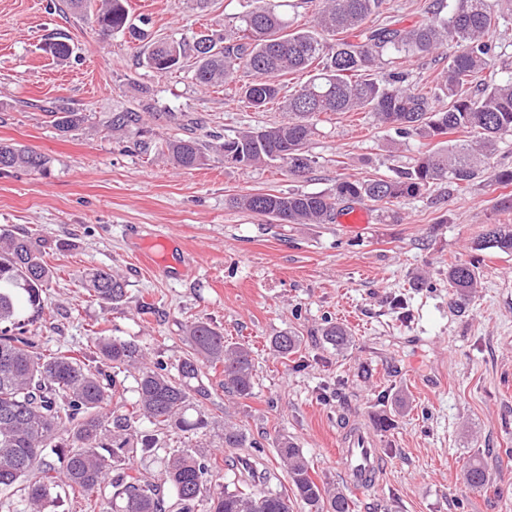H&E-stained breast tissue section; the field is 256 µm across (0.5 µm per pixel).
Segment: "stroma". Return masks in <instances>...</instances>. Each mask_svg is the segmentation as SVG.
Wrapping results in <instances>:
<instances>
[{"instance_id": "obj_1", "label": "stroma", "mask_w": 512, "mask_h": 512, "mask_svg": "<svg viewBox=\"0 0 512 512\" xmlns=\"http://www.w3.org/2000/svg\"><path fill=\"white\" fill-rule=\"evenodd\" d=\"M133 23L151 39L192 38L233 29L246 0H127ZM68 42L60 61L46 40ZM495 47L484 83L512 72V20L492 30ZM147 45L102 35L93 14L65 0H0V141L49 158L45 174L0 172V227L45 241L53 277L44 313L31 332L48 349L90 350L99 332L139 344L175 362L183 327L211 324L227 343L248 347L252 397L224 392L208 372L205 408L216 425L225 412L265 446L273 489L291 491L276 446L302 449L312 478L345 490L355 512H512V253L476 250L492 225L512 224V185L446 182L396 203L398 221L351 228L272 224L230 206L243 193L319 192L337 178L391 176L424 148L401 139L366 112H329L309 144L316 164L289 177L280 164L237 167L210 155L192 170L158 152L141 154L102 131L112 113L153 89L156 139L187 135L194 121L226 136L284 120L276 109L247 108L233 91L196 86L190 70L158 76L144 63ZM66 101L89 125L57 131L44 108ZM169 239V275L140 256ZM472 262L480 282L456 305L448 266ZM121 274L119 306L91 297L86 269ZM150 303L151 313L139 311ZM347 328L349 345L327 344L323 330ZM297 336L296 354L274 352L273 336ZM364 429L381 454L382 478L349 485L336 465L348 432ZM481 460L487 482L472 488L465 466Z\"/></svg>"}]
</instances>
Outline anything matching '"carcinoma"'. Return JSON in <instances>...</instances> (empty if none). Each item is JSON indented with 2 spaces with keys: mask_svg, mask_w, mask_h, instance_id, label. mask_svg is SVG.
<instances>
[{
  "mask_svg": "<svg viewBox=\"0 0 512 512\" xmlns=\"http://www.w3.org/2000/svg\"><path fill=\"white\" fill-rule=\"evenodd\" d=\"M299 4L312 9L314 29L293 27L281 11L282 0H251L234 30L201 33L191 41L160 39L148 45L144 57L145 66L160 75L183 68L192 57V80L206 87L225 86L242 70L250 79L237 89L241 101L258 112L275 104L288 114L287 120L247 127L230 137L209 132L159 145L146 138L154 93L145 86L139 109L112 113L108 128L130 138L141 153H166L180 169L205 164L212 152L231 157L237 166L276 161L291 176L312 170L309 143L317 131L315 118L322 113L371 112L399 136H416L430 145L412 167L392 178L341 177L326 191L250 193L230 200L232 206L277 224H334L349 201L379 205L381 220L388 221L396 217L391 204L416 197L439 181L460 188L483 177L512 184V168L490 166L499 140L512 135V73L492 84H474L493 54L487 35L501 19L489 0H433L410 27L370 23L383 14L386 0ZM95 16L104 35L145 37L131 22L125 0H102ZM443 48L448 49V66L429 90L402 86L404 60ZM298 72L309 73V78L290 91L281 77ZM46 112L63 133L88 121L62 100ZM48 163L30 148L0 142V171L41 174ZM475 246L511 252L512 225L488 229ZM44 255L43 240L0 229V325H10L0 330V489L23 485L12 512H48L57 504L61 481L83 493L87 512H95L101 500L104 512H194L213 473V458L189 449L168 455L159 482L134 468L131 459L156 455L167 432H206L210 422L202 407L210 388L203 381L204 369L222 367L229 392L252 396L250 350L224 343L220 332L197 321L186 327L187 350L174 364L150 359L138 344L110 336L96 337L93 351L81 357L71 350L47 353L26 329L42 312L43 288L52 275ZM477 278L472 263L448 266V285L460 296L472 293ZM84 285L94 297L114 305L126 297V282L114 272L90 269ZM22 298L30 315L21 320ZM325 337L337 349L349 343L347 330L336 324L325 330ZM272 345L286 357L296 352L298 337L282 334ZM114 401L124 413L109 410ZM221 439L226 448L264 454L263 445L229 413L224 414ZM276 451L295 497L308 512H351V499L332 486L318 485L308 460L287 437ZM466 480L473 488L485 484L480 461L467 464ZM209 512H291V505L276 490L226 484L210 495Z\"/></svg>",
  "mask_w": 512,
  "mask_h": 512,
  "instance_id": "carcinoma-1",
  "label": "carcinoma"
}]
</instances>
